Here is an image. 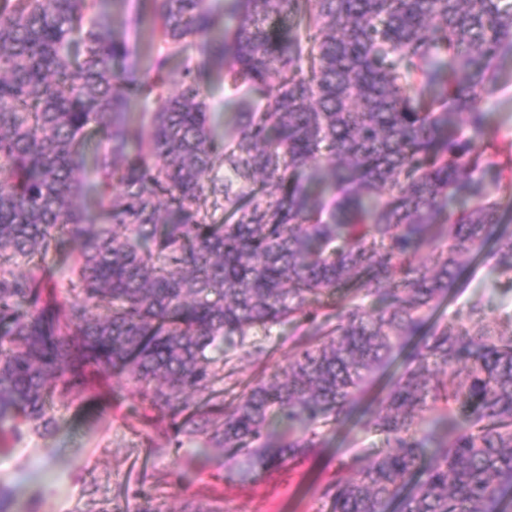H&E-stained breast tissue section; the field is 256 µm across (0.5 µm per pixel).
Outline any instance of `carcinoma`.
I'll use <instances>...</instances> for the list:
<instances>
[{
    "label": "carcinoma",
    "mask_w": 512,
    "mask_h": 512,
    "mask_svg": "<svg viewBox=\"0 0 512 512\" xmlns=\"http://www.w3.org/2000/svg\"><path fill=\"white\" fill-rule=\"evenodd\" d=\"M148 4L143 70L98 0H0V432L105 373L246 476L374 433L326 512H512V312L434 318L463 262L512 274V0H225L221 38L207 0ZM214 68L266 99L222 133ZM285 323L282 374L233 393ZM491 113L489 138L501 146L512 142V64L504 62L500 68L498 90L488 103Z\"/></svg>",
    "instance_id": "carcinoma-1"
}]
</instances>
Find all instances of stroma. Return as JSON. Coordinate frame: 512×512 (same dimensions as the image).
Here are the masks:
<instances>
[{
    "label": "stroma",
    "instance_id": "obj_1",
    "mask_svg": "<svg viewBox=\"0 0 512 512\" xmlns=\"http://www.w3.org/2000/svg\"><path fill=\"white\" fill-rule=\"evenodd\" d=\"M119 34L146 53V0H102ZM488 135L498 144H512V63L500 68L498 90L488 103ZM512 276L497 257L469 264L463 285L454 289L437 312L440 320L465 311L472 295H483L492 310L512 309ZM290 327H274L273 354L262 363L241 358L237 378L248 382L270 378L286 365ZM107 394L100 409L84 411L82 398H58L57 430L45 437L9 441L0 450V482L15 486L11 512H86L90 501L112 502L119 512H136L143 495H150L162 512H324L322 491L350 477L351 463L372 443L360 427L340 429L327 444L307 455L274 466L243 482L224 462L221 449L201 456L195 448H173L168 419L143 401L139 390L105 378ZM46 469L53 477L24 485L32 470Z\"/></svg>",
    "mask_w": 512,
    "mask_h": 512
}]
</instances>
